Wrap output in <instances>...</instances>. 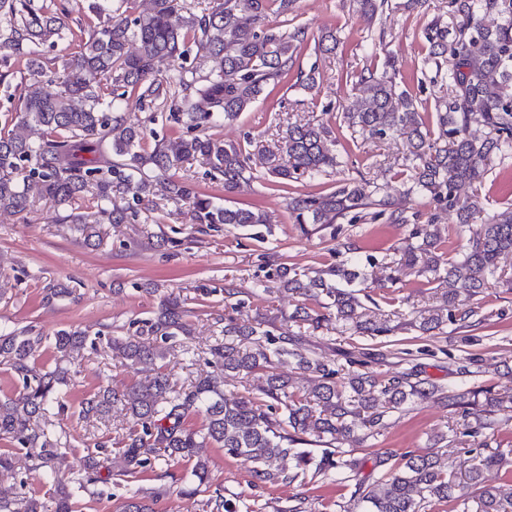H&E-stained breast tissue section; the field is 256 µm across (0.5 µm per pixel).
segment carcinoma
Masks as SVG:
<instances>
[{"label": "carcinoma", "mask_w": 512, "mask_h": 512, "mask_svg": "<svg viewBox=\"0 0 512 512\" xmlns=\"http://www.w3.org/2000/svg\"><path fill=\"white\" fill-rule=\"evenodd\" d=\"M107 2L89 4L97 23L81 32L79 51L55 72L60 91L48 93L39 47L67 36L68 9L52 12L39 0H0V51L6 58L25 54L29 72L19 109L0 129V211L23 213L38 196L62 210L57 221L75 225L88 240L96 235L95 224L140 223L149 211L153 182L162 178L169 198L189 205L194 224L267 223L262 211L220 205L170 170L201 159L226 194L244 191L255 179L248 165L252 142L226 143L208 129L248 111L269 84L281 82L294 68L304 29L264 25L270 12L288 13L290 0H210L200 8L183 7L179 0H114L110 7ZM356 5L372 18L388 7V0H356ZM448 12L458 19L455 36L438 17L426 33L429 52L422 75L432 85H448V98L437 100L432 116L420 112L412 95L375 65L357 77L366 95L358 107L343 109V119L353 136H405L409 154L401 170L388 167L391 179L410 172L406 193L455 214L457 233L468 234L462 249L447 258L439 225H414L416 242L395 249L386 262L390 281L423 277L450 289L442 292L441 304L390 326L367 314L360 289L368 287V278L354 270L372 267L378 258H361L349 247L350 256L324 268L276 265L279 288L302 299L288 321L315 332L334 320L357 336L398 329L436 336L450 324L470 328L476 311L467 301L501 274L502 258L512 255V217L474 229L471 206L459 194L462 186L482 180L491 158L512 156V0H448ZM192 46L196 52L189 64ZM162 59L172 62V72L159 78L155 63ZM160 99L170 101L166 120L176 127L170 135H158L152 128L157 115L146 111ZM475 126L486 128L487 136L474 137ZM148 137L153 139L149 150L144 148ZM336 143V130L328 123L290 124L282 141L265 149L267 176L284 186L343 171L349 157L336 150ZM386 188L349 176L328 193L291 199L288 209L306 233L309 224L323 227L345 218L350 224H371L384 216L390 224L408 223L404 212L386 211ZM87 195L96 199L92 215L75 207ZM308 301L316 307H308ZM187 313L180 298L162 299L155 316L137 322L134 333L112 337L115 357L126 364L164 360L167 341L189 332ZM87 340L78 331L57 332L55 366L44 370L31 362L42 337L0 334V365L22 383L16 396L0 399V436L42 468L53 469L66 447L53 431L50 408L70 383L71 366ZM209 353L213 372L186 386H177L158 369L123 392L103 388L82 403L85 415L126 411L125 475L181 459L191 464L195 482L184 494L194 495L209 482L198 449L211 443L249 462L253 476L263 482L292 483L307 472L327 479L356 477L363 461L352 446L383 435L389 417L408 404L446 400L462 417H473L462 432L449 425L436 434V445L460 434L479 437L512 418V385L498 390L464 386L445 394L421 379L415 365L394 375L366 370L355 358L335 365L308 348L302 334L269 320L240 324L224 318ZM284 362L310 373L312 389L283 373ZM229 377L257 383L245 395H228L224 382ZM192 413L205 417L204 428H186ZM311 442L324 448L317 453L307 447ZM487 447L480 441L469 449L475 456L463 480L437 450L408 451L399 463L390 454L379 456L380 477L359 484L346 512H429L441 503L453 510L470 492L476 512H512V488L485 481L486 471L505 463L503 455L483 452ZM101 448L94 442L79 469L58 479L44 500L0 489V512H73V490L112 478L100 459ZM287 458L293 461L289 470L283 467Z\"/></svg>", "instance_id": "1"}]
</instances>
